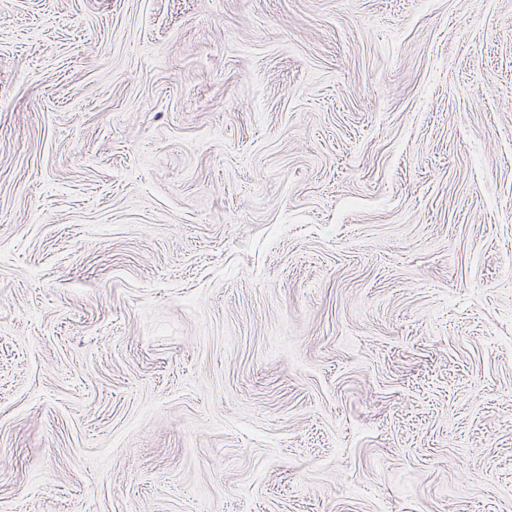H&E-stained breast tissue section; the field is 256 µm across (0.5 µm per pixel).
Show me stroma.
<instances>
[{
  "label": "stroma",
  "instance_id": "obj_1",
  "mask_svg": "<svg viewBox=\"0 0 512 512\" xmlns=\"http://www.w3.org/2000/svg\"><path fill=\"white\" fill-rule=\"evenodd\" d=\"M512 512V0H0V512Z\"/></svg>",
  "mask_w": 512,
  "mask_h": 512
}]
</instances>
